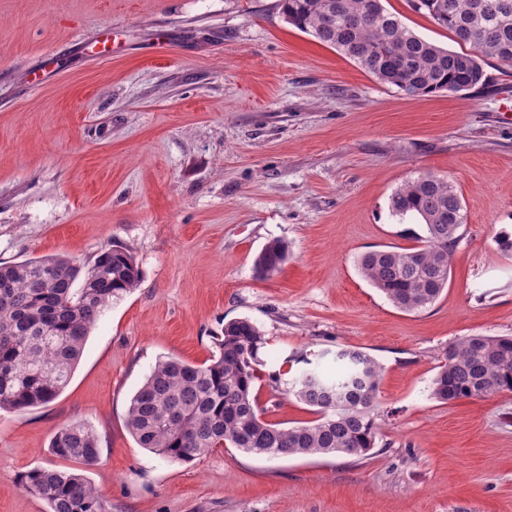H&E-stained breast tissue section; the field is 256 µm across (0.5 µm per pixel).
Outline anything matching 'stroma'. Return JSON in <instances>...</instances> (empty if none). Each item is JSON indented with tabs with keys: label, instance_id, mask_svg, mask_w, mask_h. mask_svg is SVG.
Wrapping results in <instances>:
<instances>
[{
	"label": "stroma",
	"instance_id": "1",
	"mask_svg": "<svg viewBox=\"0 0 512 512\" xmlns=\"http://www.w3.org/2000/svg\"><path fill=\"white\" fill-rule=\"evenodd\" d=\"M277 0H0V262L131 249L137 288L97 320L65 389L0 412V512H47L19 474L63 467L55 431L91 426L86 474L110 512H512V393L448 404L431 386L470 334L512 336V69L489 85L409 97L288 25ZM386 9L447 49L407 0ZM111 31L109 58L90 57ZM43 69L30 87V68ZM425 172L464 200L447 288L405 313L359 256L407 248L389 199ZM289 258L269 277L270 241ZM267 345L254 393L292 427L309 407L278 387L337 346L383 367L371 455L268 458L232 447L189 463L139 447L130 399L162 357L201 365L227 322ZM288 260V245L281 240L269 242L257 255L255 269L262 276L278 272Z\"/></svg>",
	"mask_w": 512,
	"mask_h": 512
}]
</instances>
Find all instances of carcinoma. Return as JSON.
I'll use <instances>...</instances> for the list:
<instances>
[{
    "label": "carcinoma",
    "instance_id": "carcinoma-1",
    "mask_svg": "<svg viewBox=\"0 0 512 512\" xmlns=\"http://www.w3.org/2000/svg\"><path fill=\"white\" fill-rule=\"evenodd\" d=\"M407 2L470 50L451 51L423 39L382 0H278L277 7L288 24L410 97L482 90L488 59L512 67V0ZM389 208L402 220H419L424 234L414 235L413 247L364 253L358 271L396 308L418 312L448 287L464 224L461 196L451 181L428 172L404 182L391 195ZM287 260L288 245L274 240L257 255L255 269L271 276ZM140 280L136 258L124 247L101 250L86 267L63 256L0 263V410L46 405L59 395L100 313ZM266 344L259 328L238 319L224 325L209 364L158 361L130 400L129 432L140 447L171 462H188L228 445L268 457L369 456L379 435L381 364L343 346L336 350L335 369L300 371L289 391L318 417L282 428L264 418L253 395ZM502 392L512 393V336L459 338L432 382V395L442 403ZM51 452L94 466L100 456L97 433L81 423L63 426L52 438ZM18 482L44 500L49 512H110L74 469L36 467Z\"/></svg>",
    "mask_w": 512,
    "mask_h": 512
}]
</instances>
